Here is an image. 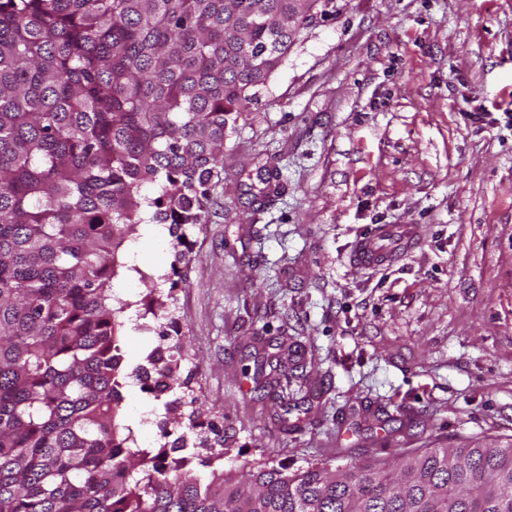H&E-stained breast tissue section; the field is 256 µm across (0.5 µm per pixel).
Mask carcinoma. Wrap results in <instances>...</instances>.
Wrapping results in <instances>:
<instances>
[{
    "label": "carcinoma",
    "instance_id": "carcinoma-1",
    "mask_svg": "<svg viewBox=\"0 0 512 512\" xmlns=\"http://www.w3.org/2000/svg\"><path fill=\"white\" fill-rule=\"evenodd\" d=\"M336 0H0V512H512V446L203 481L127 446L112 280L202 223L224 147ZM146 184L158 192L142 193ZM181 350L155 368L169 389Z\"/></svg>",
    "mask_w": 512,
    "mask_h": 512
}]
</instances>
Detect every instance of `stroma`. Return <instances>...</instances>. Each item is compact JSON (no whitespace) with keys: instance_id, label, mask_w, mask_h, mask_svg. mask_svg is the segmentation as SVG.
Listing matches in <instances>:
<instances>
[{"instance_id":"1","label":"stroma","mask_w":512,"mask_h":512,"mask_svg":"<svg viewBox=\"0 0 512 512\" xmlns=\"http://www.w3.org/2000/svg\"><path fill=\"white\" fill-rule=\"evenodd\" d=\"M261 87L224 150L201 226L121 250V425L164 443L166 404L133 374L153 278L170 297L214 468L296 471L427 448L512 444V0H337ZM277 193L259 197L267 173ZM372 224H422L421 245L370 271ZM188 264L174 265L176 246ZM178 271V285L166 275Z\"/></svg>"}]
</instances>
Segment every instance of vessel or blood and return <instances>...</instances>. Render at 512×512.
<instances>
[{"instance_id":"b4317fda","label":"vessel or blood","mask_w":512,"mask_h":512,"mask_svg":"<svg viewBox=\"0 0 512 512\" xmlns=\"http://www.w3.org/2000/svg\"><path fill=\"white\" fill-rule=\"evenodd\" d=\"M417 224H373L356 238L353 260L367 269L391 266L402 260L418 244Z\"/></svg>"}]
</instances>
